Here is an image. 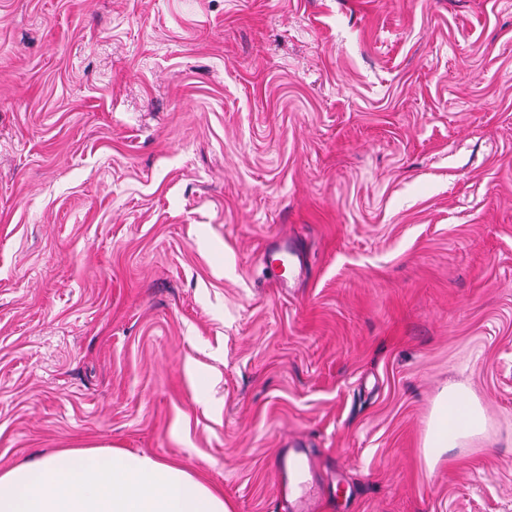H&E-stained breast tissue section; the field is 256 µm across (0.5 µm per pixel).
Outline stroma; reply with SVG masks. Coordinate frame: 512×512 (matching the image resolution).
<instances>
[{"mask_svg":"<svg viewBox=\"0 0 512 512\" xmlns=\"http://www.w3.org/2000/svg\"><path fill=\"white\" fill-rule=\"evenodd\" d=\"M66 448L512 512V0H0V471ZM485 413L466 391L457 386L445 389L436 401L424 436L426 460L436 462L448 448L485 432Z\"/></svg>","mask_w":512,"mask_h":512,"instance_id":"obj_1","label":"stroma"}]
</instances>
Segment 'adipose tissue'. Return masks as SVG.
<instances>
[{
  "label": "adipose tissue",
  "instance_id": "1",
  "mask_svg": "<svg viewBox=\"0 0 512 512\" xmlns=\"http://www.w3.org/2000/svg\"><path fill=\"white\" fill-rule=\"evenodd\" d=\"M463 388L439 396L424 436L427 462L485 431ZM0 512H230L184 468L120 450L66 449L0 473Z\"/></svg>",
  "mask_w": 512,
  "mask_h": 512
}]
</instances>
